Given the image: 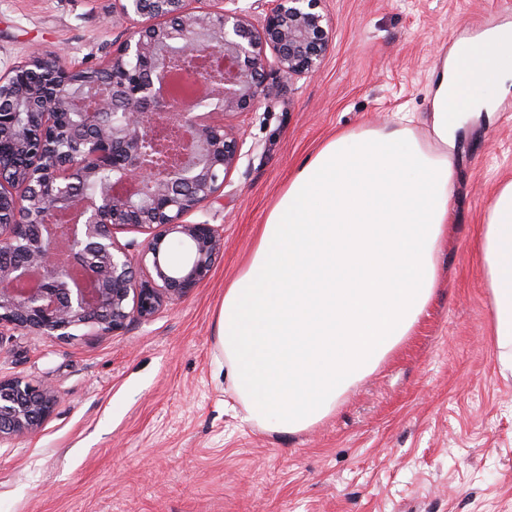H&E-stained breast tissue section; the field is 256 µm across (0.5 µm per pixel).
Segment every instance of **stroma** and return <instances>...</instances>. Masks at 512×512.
Segmentation results:
<instances>
[{
    "label": "stroma",
    "mask_w": 512,
    "mask_h": 512,
    "mask_svg": "<svg viewBox=\"0 0 512 512\" xmlns=\"http://www.w3.org/2000/svg\"><path fill=\"white\" fill-rule=\"evenodd\" d=\"M321 69L225 116L242 157L192 214L224 251L182 300L116 334L0 330V378L52 387L51 417L0 441V512H512V375L499 371L477 259L484 213L512 180V90L467 116L441 286L409 336L313 428L246 422L217 337L224 290L295 169L332 133L416 115L451 49L512 24V0H323ZM130 22L112 0H0V67L32 55L103 66Z\"/></svg>",
    "instance_id": "1"
}]
</instances>
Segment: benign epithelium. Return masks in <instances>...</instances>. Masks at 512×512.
<instances>
[{
    "mask_svg": "<svg viewBox=\"0 0 512 512\" xmlns=\"http://www.w3.org/2000/svg\"><path fill=\"white\" fill-rule=\"evenodd\" d=\"M210 2L114 0L136 26L105 66L31 56L0 73V328L114 334L209 277L224 236L188 217L223 192L242 142L205 115L248 112L277 92L268 49L286 78L318 72L330 35L322 0H270L255 18L239 0ZM105 167L114 177L97 194L70 193ZM127 228L147 235L141 276L117 238ZM55 403L47 385L0 379V440L37 433Z\"/></svg>",
    "mask_w": 512,
    "mask_h": 512,
    "instance_id": "obj_1",
    "label": "benign epithelium"
}]
</instances>
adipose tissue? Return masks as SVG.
I'll use <instances>...</instances> for the list:
<instances>
[{"label": "adipose tissue", "instance_id": "ef3b65f1", "mask_svg": "<svg viewBox=\"0 0 512 512\" xmlns=\"http://www.w3.org/2000/svg\"><path fill=\"white\" fill-rule=\"evenodd\" d=\"M512 78V27L446 55L433 77L431 142L402 113L328 139L294 171L246 267L224 290L217 336L249 420L307 430L410 336L440 286L459 111L492 110ZM494 344L512 372V180L477 243Z\"/></svg>", "mask_w": 512, "mask_h": 512}]
</instances>
